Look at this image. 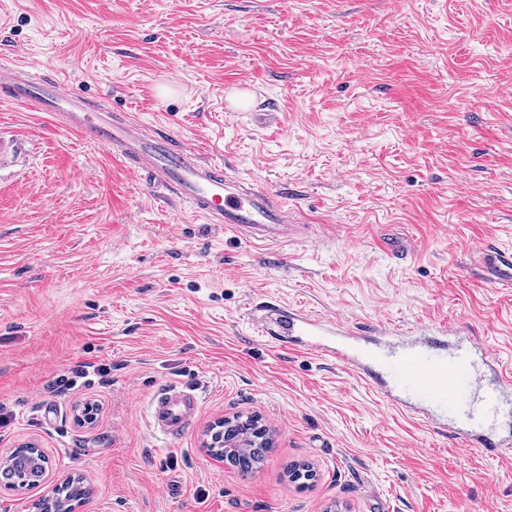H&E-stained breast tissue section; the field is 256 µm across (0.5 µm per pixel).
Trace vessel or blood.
<instances>
[{
    "instance_id": "vessel-or-blood-1",
    "label": "vessel or blood",
    "mask_w": 512,
    "mask_h": 512,
    "mask_svg": "<svg viewBox=\"0 0 512 512\" xmlns=\"http://www.w3.org/2000/svg\"><path fill=\"white\" fill-rule=\"evenodd\" d=\"M0 92L14 102L56 113L87 143L116 149L137 179L152 181L185 203L191 213L236 237L277 246L298 239L306 230L287 204L274 201L264 190L243 188L238 178L225 173L223 164L179 144L165 131L148 132L140 122L125 116L113 119L104 109L88 111L81 95L66 89L59 79L44 75L37 65L1 61ZM478 252L488 280L511 287L512 251L485 243ZM277 321L282 334L302 337L304 349L336 359L357 377L372 378L381 395L397 409L411 408L404 392L429 394L435 405L447 408L450 419L436 420L427 409L420 412L421 420L436 429H447L449 437L464 449L480 448L499 455L500 445L490 438L488 429L497 415L512 412V374L503 371L484 341L435 354L431 351L434 337H416L413 345L394 358L401 376L390 381L372 371L381 360L379 354L348 342L349 329L343 320L282 308ZM462 375L468 379L470 396L461 404L456 394ZM199 406L200 398L191 386H163L148 406L154 433L166 440L179 438L190 427Z\"/></svg>"
}]
</instances>
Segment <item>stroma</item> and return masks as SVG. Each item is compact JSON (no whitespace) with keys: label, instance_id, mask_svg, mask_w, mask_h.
<instances>
[{"label":"stroma","instance_id":"35a3bbf8","mask_svg":"<svg viewBox=\"0 0 512 512\" xmlns=\"http://www.w3.org/2000/svg\"><path fill=\"white\" fill-rule=\"evenodd\" d=\"M0 57L222 156L311 226L274 248L235 237L53 113L0 101V460L48 458L38 487H0V512L72 476L79 512H512L505 460L253 323L283 304L339 315L390 355L450 325L512 365V287L474 256L512 249V0H0ZM85 362L110 382L46 393ZM168 382L203 397L172 442L146 416ZM239 414L275 438L248 479L203 446Z\"/></svg>","mask_w":512,"mask_h":512}]
</instances>
